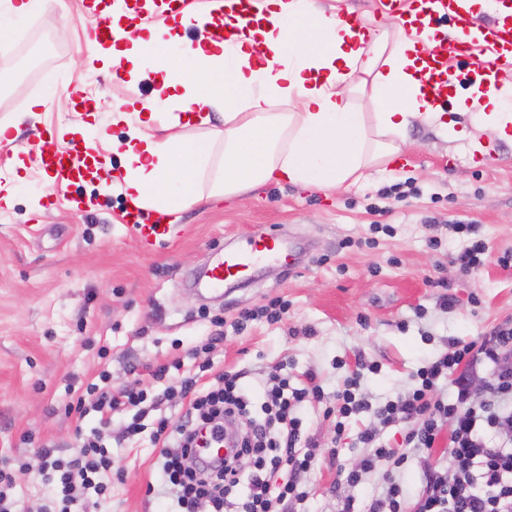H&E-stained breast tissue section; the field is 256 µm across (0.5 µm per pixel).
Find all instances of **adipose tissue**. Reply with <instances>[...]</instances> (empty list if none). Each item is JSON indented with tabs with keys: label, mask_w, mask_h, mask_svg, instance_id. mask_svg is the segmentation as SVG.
<instances>
[{
	"label": "adipose tissue",
	"mask_w": 512,
	"mask_h": 512,
	"mask_svg": "<svg viewBox=\"0 0 512 512\" xmlns=\"http://www.w3.org/2000/svg\"><path fill=\"white\" fill-rule=\"evenodd\" d=\"M255 27L229 40H199L178 59L161 31L113 27L101 60L131 75L163 71L159 96L138 104L156 119L169 103L170 133L136 130L123 144L122 187L131 208L175 215L203 199L220 200L271 180L333 190L358 182L402 152L410 121L453 130L441 105L422 92L419 59L434 41L393 22L371 30L314 9L309 0H259ZM480 83L485 75H478ZM478 87L452 99L475 129L512 127V83L492 95ZM367 97L355 111L351 96ZM224 118V148L184 127Z\"/></svg>",
	"instance_id": "ef3b65f1"
}]
</instances>
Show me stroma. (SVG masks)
Masks as SVG:
<instances>
[{
  "mask_svg": "<svg viewBox=\"0 0 512 512\" xmlns=\"http://www.w3.org/2000/svg\"><path fill=\"white\" fill-rule=\"evenodd\" d=\"M98 23L86 0H43L0 43V123L14 126L0 140V186H17L12 206L0 204V464L17 467L23 512L47 502L35 441L70 458L97 428L87 389L100 373L116 388L139 382L158 405L146 408L130 438L132 411L113 413L112 467L123 477L105 496L79 497L76 512H171L168 496L146 491L161 483L152 425L186 410L164 388L188 375L210 381L239 370L257 401L280 363L296 376L315 374L325 392L299 409L316 459L298 478L309 491L300 512H336L339 498L375 495L390 463L377 462L360 485L344 479L367 454L354 439L372 418L340 437L325 411L354 370L363 372L365 396L382 404L408 394L413 373L450 340H474L512 320V266L500 262L512 252V138L482 134L501 157L488 167L471 158L468 140L415 122L396 173L330 192L268 182L205 200L181 212L168 243L148 252L124 222L123 191L112 177L122 164L115 144L130 130L112 115L153 97L160 84L150 70L115 79L93 56ZM77 96L92 112L75 110ZM37 100L41 110L27 118ZM68 128L106 166L57 187L35 145L39 133ZM452 224L479 226L489 252L478 271L451 263L468 245L449 232ZM257 232L286 239L295 262L260 263L244 286L216 298L196 287L218 251ZM276 298L288 303L282 320L233 330L241 311ZM156 364L168 368L163 379L148 374Z\"/></svg>",
  "mask_w": 512,
  "mask_h": 512,
  "instance_id": "obj_1",
  "label": "stroma"
}]
</instances>
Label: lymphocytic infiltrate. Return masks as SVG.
I'll return each mask as SVG.
<instances>
[{"mask_svg": "<svg viewBox=\"0 0 512 512\" xmlns=\"http://www.w3.org/2000/svg\"><path fill=\"white\" fill-rule=\"evenodd\" d=\"M447 380L448 401L437 398L439 380ZM301 388L287 378L265 391L261 416L243 393L237 375L222 374L213 387L195 378L181 381L180 394L188 401L178 421L160 418L153 433L161 447V472L175 503V512H224L229 498H236V512H275L276 504L303 500L294 481L280 484L274 475L283 468L305 471L311 466L306 451L311 439L296 409L306 397L321 398L323 388L307 375ZM415 387L407 396L375 407L360 392L361 377H347L335 394L336 433H344L348 421L372 412L380 425L402 418L412 426L404 449L386 446L377 428L367 427L357 441L368 448L360 465L346 474L350 485L361 483L376 461L389 458L403 467L410 457L431 453L442 430H449L448 456L456 471L453 479L430 475L428 489L413 507H406L404 490L393 476H386L379 497L338 502L337 512H512V327L498 326L481 341L453 340L446 352L420 367ZM145 399L137 385L119 390L102 388L95 408L99 428L88 437L79 456L55 457L52 445L42 444L45 478L54 483L63 501H76L78 491L105 495L112 481V452L102 432L121 408L138 406ZM244 420L246 431L235 437V448L222 460L201 459L196 454L201 434L224 437L225 422ZM250 457V469L239 461Z\"/></svg>", "mask_w": 512, "mask_h": 512, "instance_id": "obj_1", "label": "lymphocytic infiltrate"}]
</instances>
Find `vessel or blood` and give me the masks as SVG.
Wrapping results in <instances>:
<instances>
[{"label": "vessel or blood", "instance_id": "vessel-or-blood-1", "mask_svg": "<svg viewBox=\"0 0 512 512\" xmlns=\"http://www.w3.org/2000/svg\"><path fill=\"white\" fill-rule=\"evenodd\" d=\"M465 0H417L416 12L409 24L420 31L433 34L434 45L423 60L424 93L435 103L448 99V62L456 60L461 74L478 71L490 76L487 91L497 88L494 76L512 66V10L495 18L489 33L475 31L474 24L464 12ZM237 30L247 29L253 22L251 0H226ZM39 163L45 174L56 183L73 182L84 177L81 150L71 146L61 150L42 140L36 146ZM125 220L139 240L147 246L166 242L171 235L167 224H143L137 212H127ZM288 246L273 234L245 239L236 249L221 254L207 272L212 289L242 278L262 259H285Z\"/></svg>", "mask_w": 512, "mask_h": 512}]
</instances>
